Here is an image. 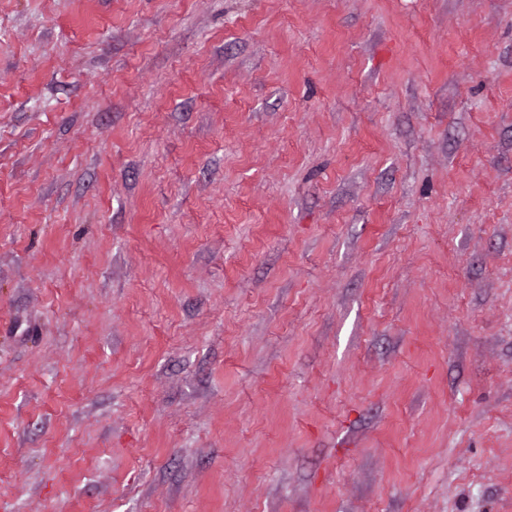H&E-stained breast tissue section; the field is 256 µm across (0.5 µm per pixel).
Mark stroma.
<instances>
[{
  "label": "stroma",
  "instance_id": "stroma-1",
  "mask_svg": "<svg viewBox=\"0 0 512 512\" xmlns=\"http://www.w3.org/2000/svg\"><path fill=\"white\" fill-rule=\"evenodd\" d=\"M0 512H512V0H0Z\"/></svg>",
  "mask_w": 512,
  "mask_h": 512
}]
</instances>
